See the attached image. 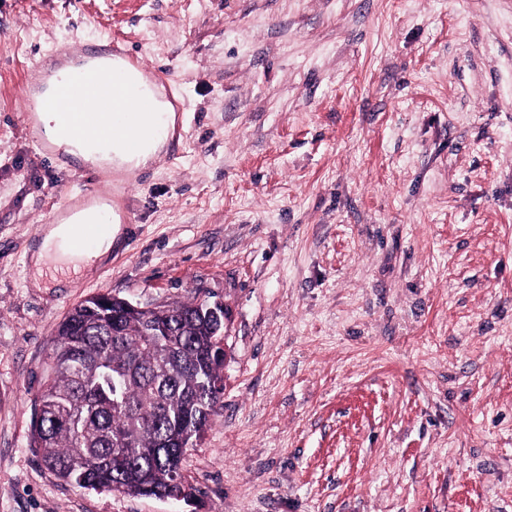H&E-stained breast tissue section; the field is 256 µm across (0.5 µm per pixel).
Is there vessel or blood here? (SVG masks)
I'll return each instance as SVG.
<instances>
[{
	"instance_id": "b4317fda",
	"label": "vessel or blood",
	"mask_w": 512,
	"mask_h": 512,
	"mask_svg": "<svg viewBox=\"0 0 512 512\" xmlns=\"http://www.w3.org/2000/svg\"><path fill=\"white\" fill-rule=\"evenodd\" d=\"M53 64L45 71L44 81L54 87L50 95L38 96L35 87L23 85L21 100L27 118L52 106L57 110V129L53 137L39 138L42 157L59 162L65 154L62 143L92 144L111 149L113 143L133 149L141 142L145 122H152L156 132H163L165 116L154 99L129 77L130 71L142 69L137 55L110 39L92 48L56 49ZM95 101L96 111H86L88 101ZM84 214L75 217L70 206H63L51 216L54 224L77 221L78 229L66 242L74 253L85 252L103 239L112 222L111 191L84 190Z\"/></svg>"
}]
</instances>
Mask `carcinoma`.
<instances>
[{
    "label": "carcinoma",
    "mask_w": 512,
    "mask_h": 512,
    "mask_svg": "<svg viewBox=\"0 0 512 512\" xmlns=\"http://www.w3.org/2000/svg\"><path fill=\"white\" fill-rule=\"evenodd\" d=\"M167 334L145 336L142 326ZM62 360L33 421L30 447L43 464L81 488L139 496L185 491L175 482L178 439L209 426L224 394V363L195 300L137 314L92 298L58 326Z\"/></svg>",
    "instance_id": "1"
}]
</instances>
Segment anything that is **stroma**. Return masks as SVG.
Listing matches in <instances>:
<instances>
[{"label":"stroma","instance_id":"obj_1","mask_svg":"<svg viewBox=\"0 0 512 512\" xmlns=\"http://www.w3.org/2000/svg\"><path fill=\"white\" fill-rule=\"evenodd\" d=\"M109 37L182 122L124 178L111 252L38 279L91 182L39 155L17 89ZM102 293L228 311L190 501L29 446L56 330ZM0 512H512V0H0Z\"/></svg>","mask_w":512,"mask_h":512}]
</instances>
